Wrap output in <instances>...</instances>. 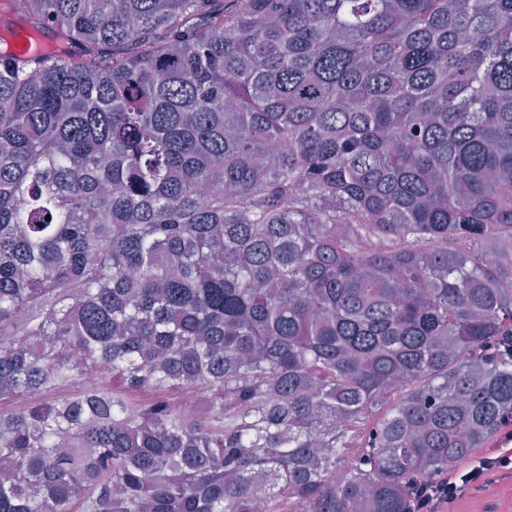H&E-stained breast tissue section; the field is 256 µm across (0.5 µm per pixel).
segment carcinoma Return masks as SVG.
I'll return each instance as SVG.
<instances>
[{
	"mask_svg": "<svg viewBox=\"0 0 512 512\" xmlns=\"http://www.w3.org/2000/svg\"><path fill=\"white\" fill-rule=\"evenodd\" d=\"M16 397L0 512H406L475 459L512 422V0H5Z\"/></svg>",
	"mask_w": 512,
	"mask_h": 512,
	"instance_id": "carcinoma-1",
	"label": "carcinoma"
}]
</instances>
